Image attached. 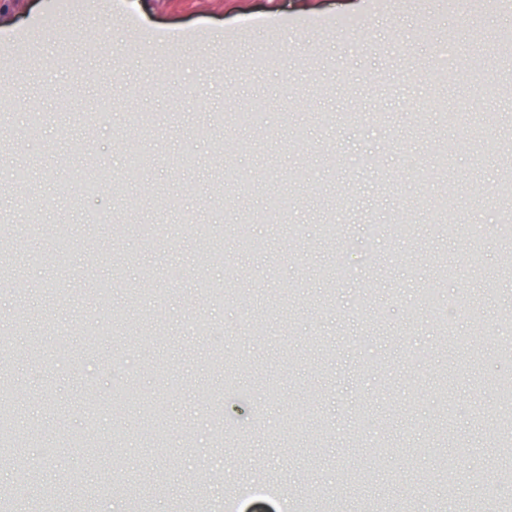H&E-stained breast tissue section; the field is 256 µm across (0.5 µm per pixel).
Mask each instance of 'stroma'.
I'll use <instances>...</instances> for the list:
<instances>
[{
	"label": "stroma",
	"mask_w": 512,
	"mask_h": 512,
	"mask_svg": "<svg viewBox=\"0 0 512 512\" xmlns=\"http://www.w3.org/2000/svg\"><path fill=\"white\" fill-rule=\"evenodd\" d=\"M507 25L512 7L478 0H0V125L15 136L0 149V255L23 281L0 278L20 448L0 491L28 512L76 496L126 512L131 487L148 512L231 494L237 512H283L292 485L317 512H471L487 487L505 494L479 379L512 373L492 354L512 340V280L487 285L473 263L512 255ZM259 99L261 123L237 126ZM474 123L483 137L447 153ZM130 146L146 159L133 183ZM89 153L114 179L94 196ZM23 165L29 181L13 182ZM297 167L309 178L287 224H254L263 247L241 250L230 225ZM228 170L253 192L227 190ZM445 182L459 204L435 224ZM405 208L409 236L394 230ZM184 212L203 233L181 232ZM331 216L344 230L328 240ZM428 292L469 296L455 315L467 355L417 306ZM199 316L211 335H195ZM64 470L79 484L46 501ZM269 483L277 494L253 496Z\"/></svg>",
	"instance_id": "obj_1"
}]
</instances>
